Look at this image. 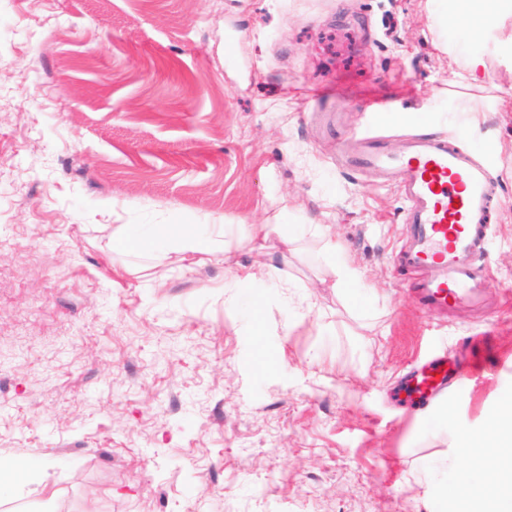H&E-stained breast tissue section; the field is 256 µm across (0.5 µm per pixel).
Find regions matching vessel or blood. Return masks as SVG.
<instances>
[{"mask_svg": "<svg viewBox=\"0 0 512 512\" xmlns=\"http://www.w3.org/2000/svg\"><path fill=\"white\" fill-rule=\"evenodd\" d=\"M349 172L370 171L395 185L404 201V237L396 252L412 302L431 315L460 308L491 310L490 245L501 185L483 155L443 133L408 136L390 150L383 129L358 135L341 154ZM472 377L470 367L441 353L403 370L394 402L423 408Z\"/></svg>", "mask_w": 512, "mask_h": 512, "instance_id": "1", "label": "vessel or blood"}]
</instances>
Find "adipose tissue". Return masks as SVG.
I'll list each match as a JSON object with an SVG mask.
<instances>
[{
  "instance_id": "adipose-tissue-1",
  "label": "adipose tissue",
  "mask_w": 512,
  "mask_h": 512,
  "mask_svg": "<svg viewBox=\"0 0 512 512\" xmlns=\"http://www.w3.org/2000/svg\"><path fill=\"white\" fill-rule=\"evenodd\" d=\"M225 227L221 224L176 227L170 224H116L112 227V242L122 250L146 254L156 261L184 260L187 255L204 252L215 260H222ZM277 237L283 248H290L301 240L319 243L328 259L333 283L345 287L358 278V271L345 249L337 248L323 224H255L247 236L248 242H266ZM462 454L471 455L483 450L489 466L498 474L492 483L473 481L463 477L454 486L440 485V492H452L462 504L464 512H512V417L500 419L492 446H482L470 435L458 441Z\"/></svg>"
}]
</instances>
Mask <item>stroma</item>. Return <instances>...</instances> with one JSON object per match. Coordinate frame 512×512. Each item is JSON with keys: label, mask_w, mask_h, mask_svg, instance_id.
I'll use <instances>...</instances> for the list:
<instances>
[{"label": "stroma", "mask_w": 512, "mask_h": 512, "mask_svg": "<svg viewBox=\"0 0 512 512\" xmlns=\"http://www.w3.org/2000/svg\"><path fill=\"white\" fill-rule=\"evenodd\" d=\"M457 0H0V456L27 512H455L432 482L494 470L456 437L512 407V0L459 34ZM480 81L458 75L471 56ZM391 150L464 128L501 181L497 304L435 319L392 261L403 202L337 160L370 99ZM229 221L222 263L159 265L116 224ZM325 224L265 257L251 224ZM279 287L239 277L257 260ZM448 350L476 378L398 410ZM328 226L325 224H251L248 236L241 240L250 244L259 242L258 248H265L264 243L275 235L284 251L301 240H311L321 244V252L328 258L329 274L333 279V287L343 288L358 279V271L349 254L342 247H337L336 240L327 235ZM26 470V464L20 459L0 457V499L2 495H15Z\"/></svg>", "instance_id": "obj_1"}]
</instances>
